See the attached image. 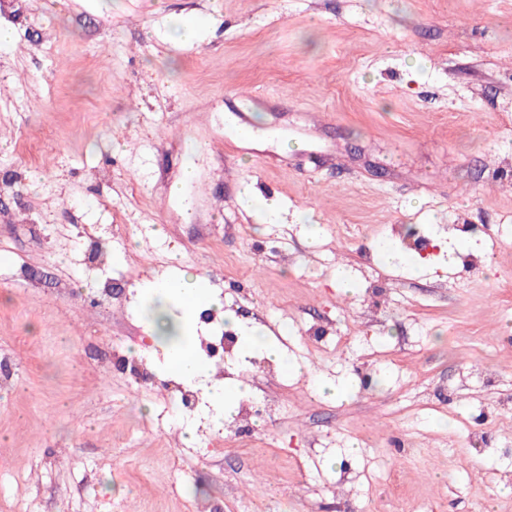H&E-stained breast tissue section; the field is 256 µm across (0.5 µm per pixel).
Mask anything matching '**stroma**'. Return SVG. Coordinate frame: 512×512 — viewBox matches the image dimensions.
Masks as SVG:
<instances>
[{
    "label": "stroma",
    "instance_id": "1",
    "mask_svg": "<svg viewBox=\"0 0 512 512\" xmlns=\"http://www.w3.org/2000/svg\"><path fill=\"white\" fill-rule=\"evenodd\" d=\"M0 26V512H512V0H5ZM473 235L467 268L411 248ZM173 266L297 365L217 366L280 406L249 434L148 337L137 285Z\"/></svg>",
    "mask_w": 512,
    "mask_h": 512
}]
</instances>
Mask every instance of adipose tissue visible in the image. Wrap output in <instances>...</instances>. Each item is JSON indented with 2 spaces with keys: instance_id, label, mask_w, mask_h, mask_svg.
I'll list each match as a JSON object with an SVG mask.
<instances>
[{
  "instance_id": "obj_1",
  "label": "adipose tissue",
  "mask_w": 512,
  "mask_h": 512,
  "mask_svg": "<svg viewBox=\"0 0 512 512\" xmlns=\"http://www.w3.org/2000/svg\"><path fill=\"white\" fill-rule=\"evenodd\" d=\"M145 288L154 294L173 299L182 311L181 316L168 317L166 306L154 309L148 323L154 340L165 345L169 355L165 368L176 379L190 383L199 378L210 379L207 394L216 420L234 412L246 393L240 383H229L215 378L214 371L200 356L195 344L186 342L187 329L202 310L219 307L220 300L209 291L204 278L173 269L163 273Z\"/></svg>"
}]
</instances>
